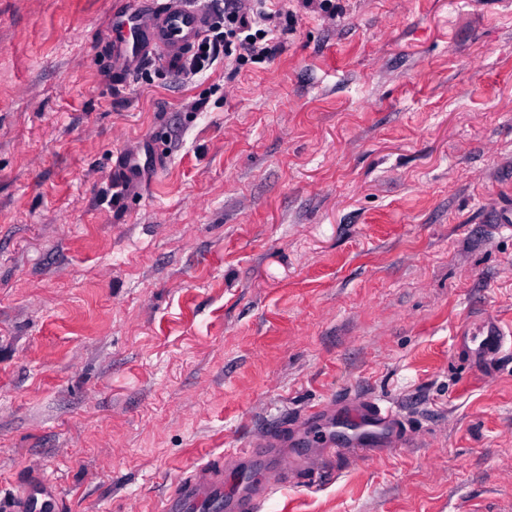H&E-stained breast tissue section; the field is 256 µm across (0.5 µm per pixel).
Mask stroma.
Listing matches in <instances>:
<instances>
[{
  "label": "stroma",
  "mask_w": 512,
  "mask_h": 512,
  "mask_svg": "<svg viewBox=\"0 0 512 512\" xmlns=\"http://www.w3.org/2000/svg\"><path fill=\"white\" fill-rule=\"evenodd\" d=\"M127 0H0V499L162 512L274 421L357 394L409 447L261 512H512V0H274L271 58L112 70ZM201 110H194V103ZM155 138L146 189L117 153ZM478 336H473V342H478L476 356L473 361L476 368L482 372L493 370L496 363L493 357L508 350L512 354V339H510L511 332H506L503 327L496 323H488L482 327L477 333ZM509 336V339H508Z\"/></svg>",
  "instance_id": "1"
}]
</instances>
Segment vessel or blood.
<instances>
[{
	"instance_id": "1",
	"label": "vessel or blood",
	"mask_w": 512,
	"mask_h": 512,
	"mask_svg": "<svg viewBox=\"0 0 512 512\" xmlns=\"http://www.w3.org/2000/svg\"><path fill=\"white\" fill-rule=\"evenodd\" d=\"M209 11L204 0H130L129 5L112 18V60L117 74L138 70L146 60L161 59L166 67H175L202 37ZM159 155L151 140H143L136 149L120 152L112 166V183L123 192L146 186ZM512 353V337L498 324L489 323L478 333L474 365L480 371L492 370L494 358L502 352ZM342 416L353 424L350 436L361 452L372 443L386 448L405 446L408 434L403 430L393 407L358 396L341 405L332 404L310 410L302 418L277 423L262 445L235 452V460L246 465L245 488L232 498L224 496V466L210 463L209 477L201 481L188 475L169 492L166 512H260L267 494L278 485L267 474L251 471V462L281 457L290 442L302 439L308 424L326 422Z\"/></svg>"
}]
</instances>
